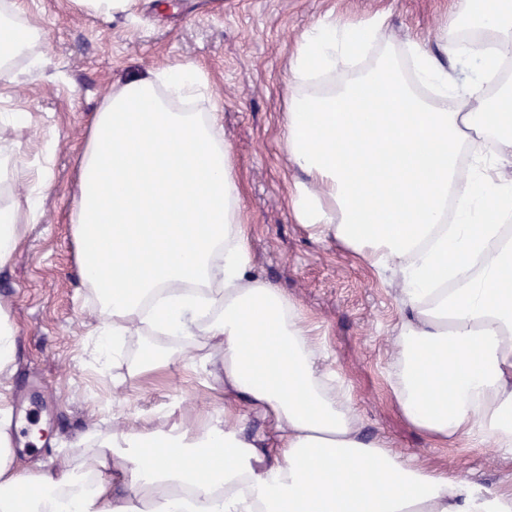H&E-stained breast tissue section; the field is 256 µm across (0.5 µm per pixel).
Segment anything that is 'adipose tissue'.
Masks as SVG:
<instances>
[{
    "label": "adipose tissue",
    "mask_w": 512,
    "mask_h": 512,
    "mask_svg": "<svg viewBox=\"0 0 512 512\" xmlns=\"http://www.w3.org/2000/svg\"><path fill=\"white\" fill-rule=\"evenodd\" d=\"M385 24L332 18L291 55L288 208L397 287L389 394L407 423L444 447L512 457V0H450L438 53L384 41ZM38 38L17 0H0V80L44 67ZM445 54L478 69L460 80ZM208 97L192 62L117 85L86 133L72 224L99 366L126 364L137 381L206 369L216 409L192 429L91 431L32 469L0 396V512H512V490L364 437L304 310L252 271L232 148ZM9 180L27 191L0 196V269L53 186L50 166L30 173L20 147L0 143ZM192 224L204 231L188 248ZM254 415L268 427L249 435Z\"/></svg>",
    "instance_id": "obj_1"
}]
</instances>
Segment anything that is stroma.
Returning a JSON list of instances; mask_svg holds the SVG:
<instances>
[{
	"instance_id": "obj_1",
	"label": "stroma",
	"mask_w": 512,
	"mask_h": 512,
	"mask_svg": "<svg viewBox=\"0 0 512 512\" xmlns=\"http://www.w3.org/2000/svg\"><path fill=\"white\" fill-rule=\"evenodd\" d=\"M45 35L41 78L0 81V141L20 145L28 160L54 147L53 190L29 226L13 263L0 270V300L18 330L15 372L0 392L29 410L14 435L21 458L50 463L93 423L134 425L177 407L183 427L212 411L206 373L162 371L135 383L125 366L99 371L98 324L79 279L70 223L76 157L94 112L114 84L149 69L198 63L222 107L233 147L243 217L251 224L254 267L297 300L325 340L327 362L353 389L367 436L387 440L401 456L484 488H512V461L489 448H440L409 427L393 407L387 369L398 319L396 290L378 282L336 242L310 239L286 203L294 172L282 149L288 59L302 34L329 15L358 20L386 13V41L410 38L436 47L449 0H139L133 16L106 19L71 10L66 0H21ZM41 427L44 448L32 446Z\"/></svg>"
}]
</instances>
